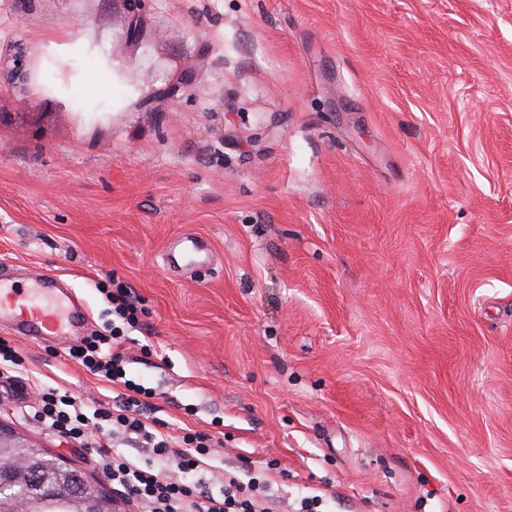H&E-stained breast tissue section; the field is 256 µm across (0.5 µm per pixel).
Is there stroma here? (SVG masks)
Instances as JSON below:
<instances>
[{"instance_id": "stroma-1", "label": "stroma", "mask_w": 512, "mask_h": 512, "mask_svg": "<svg viewBox=\"0 0 512 512\" xmlns=\"http://www.w3.org/2000/svg\"><path fill=\"white\" fill-rule=\"evenodd\" d=\"M139 18L142 30L130 28ZM106 38L112 100L38 84L48 37ZM0 268L87 320L0 378V423L111 490L37 389L115 401L68 356L135 288L126 377L219 439L212 483L275 468L281 512H512V0H0ZM200 236L213 263L170 269ZM101 293L105 296L108 304L112 305V314L117 319L125 322L131 328L140 326L138 319L139 301L133 295L132 289L122 283H118L115 289L101 288Z\"/></svg>"}]
</instances>
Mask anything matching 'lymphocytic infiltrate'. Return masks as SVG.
<instances>
[{
  "label": "lymphocytic infiltrate",
  "mask_w": 512,
  "mask_h": 512,
  "mask_svg": "<svg viewBox=\"0 0 512 512\" xmlns=\"http://www.w3.org/2000/svg\"><path fill=\"white\" fill-rule=\"evenodd\" d=\"M117 334L87 337L75 361L85 371L108 383L119 382L124 354ZM29 412L34 418L70 438L78 446H88L95 434L114 427L128 445L151 449L153 460L130 459L109 451L104 472L118 492L135 504L138 512H274L271 496L261 491L256 477H224V487L215 491L207 477L210 470L208 434L183 430L176 432L151 414L147 401L123 394L119 410L103 403L91 405L53 389L41 394ZM175 460L179 477H171L156 466L157 461Z\"/></svg>",
  "instance_id": "1"
}]
</instances>
